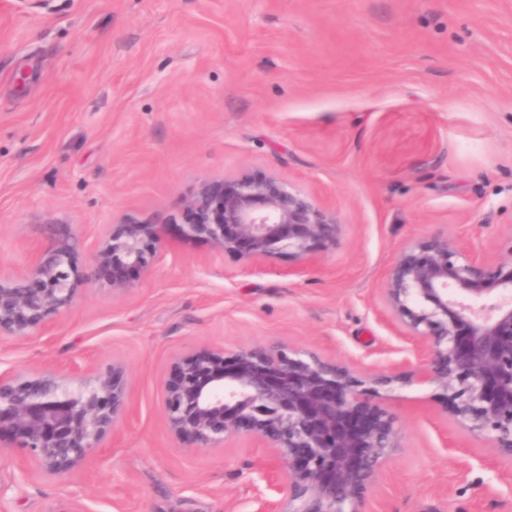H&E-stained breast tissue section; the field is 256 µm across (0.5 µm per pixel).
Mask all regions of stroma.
Wrapping results in <instances>:
<instances>
[{
    "mask_svg": "<svg viewBox=\"0 0 512 512\" xmlns=\"http://www.w3.org/2000/svg\"><path fill=\"white\" fill-rule=\"evenodd\" d=\"M243 173L335 210L336 248L298 274L178 233L203 181ZM127 216L171 227L151 274L0 336L5 374L123 362L127 415L61 478L1 451L0 512H258L265 449L179 447L162 386L175 355L271 343L393 375L399 446L363 512H512V458L410 378L381 291L411 242L512 246V0H0V269L24 272L51 228L85 268Z\"/></svg>",
    "mask_w": 512,
    "mask_h": 512,
    "instance_id": "1",
    "label": "stroma"
}]
</instances>
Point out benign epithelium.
Here are the masks:
<instances>
[{"instance_id":"7a95c632","label":"benign epithelium","mask_w":512,"mask_h":512,"mask_svg":"<svg viewBox=\"0 0 512 512\" xmlns=\"http://www.w3.org/2000/svg\"><path fill=\"white\" fill-rule=\"evenodd\" d=\"M186 237L209 240L246 266L280 254L304 269L334 249L342 225L318 199L273 176L202 182L185 201ZM74 244L52 237L23 273L0 270V335L29 336L68 313L81 284L134 287L164 255V225L132 218L100 232L79 271ZM396 327L417 342L422 377L447 413L497 454L512 458V247L496 262L470 242L438 234L403 248L384 275ZM163 411L183 448H222L246 436L271 450L280 475L265 477L260 512H361L381 463L398 447L396 417L347 366L280 345L227 354L204 348L174 358ZM125 366L105 372L0 374V447L60 477L78 467L126 415Z\"/></svg>"}]
</instances>
